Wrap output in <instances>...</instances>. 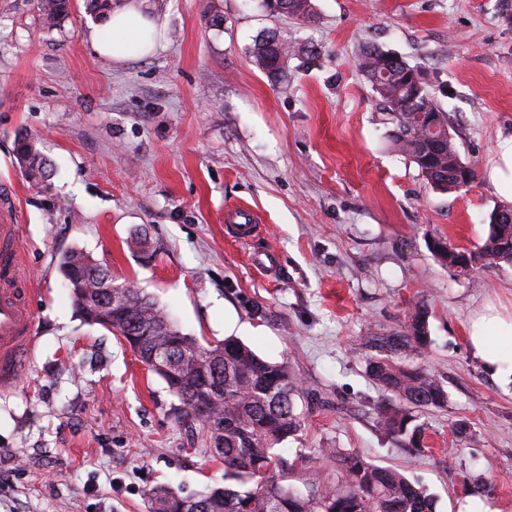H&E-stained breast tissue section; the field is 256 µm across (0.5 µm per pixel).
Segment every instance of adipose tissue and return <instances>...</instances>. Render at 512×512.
I'll return each instance as SVG.
<instances>
[{
  "label": "adipose tissue",
  "mask_w": 512,
  "mask_h": 512,
  "mask_svg": "<svg viewBox=\"0 0 512 512\" xmlns=\"http://www.w3.org/2000/svg\"><path fill=\"white\" fill-rule=\"evenodd\" d=\"M157 32L144 0H127L103 26L91 30L89 39L100 57L119 63L154 54L160 46ZM468 341L473 356L493 378H512V313L487 308L471 320Z\"/></svg>",
  "instance_id": "adipose-tissue-1"
}]
</instances>
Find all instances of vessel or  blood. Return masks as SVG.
I'll return each mask as SVG.
<instances>
[{
	"mask_svg": "<svg viewBox=\"0 0 512 512\" xmlns=\"http://www.w3.org/2000/svg\"><path fill=\"white\" fill-rule=\"evenodd\" d=\"M14 195L12 186H0V389L16 386L35 346Z\"/></svg>",
	"mask_w": 512,
	"mask_h": 512,
	"instance_id": "1",
	"label": "vessel or blood"
}]
</instances>
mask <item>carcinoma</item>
Returning a JSON list of instances; mask_svg holds the SVG:
<instances>
[{"instance_id":"carcinoma-1","label":"carcinoma","mask_w":512,"mask_h":512,"mask_svg":"<svg viewBox=\"0 0 512 512\" xmlns=\"http://www.w3.org/2000/svg\"><path fill=\"white\" fill-rule=\"evenodd\" d=\"M275 2L277 11L299 17L311 16V0H266ZM68 11V0H42L44 23L55 26ZM291 46L280 42L268 31L255 40L251 50L254 62L267 75L282 73ZM360 67L373 91L387 105L393 128L388 134L391 147L413 162L433 188L457 192L470 185L475 169L463 162L448 125V113L438 104L418 70L399 57L376 48L360 51ZM435 117L436 130L422 116ZM17 156L28 158L22 169L31 183L40 184L49 176L51 164L25 137L16 143ZM431 250L443 262L463 273L501 262L512 264V208L503 207L490 215L489 233L474 249L459 251L437 239ZM61 274L76 276L89 288L108 276L98 264L87 265L84 251L75 249L60 259ZM129 303L112 312V328L125 331L139 322L154 327L164 336L180 328L148 295L128 289ZM408 336L403 342L411 350L422 348L427 336V309L417 306L408 314ZM192 355L207 360L224 353V396L219 404L206 405L207 384L199 377L167 384L185 414L196 420L214 417L207 425L212 442H217V427L224 422V447L214 453L224 461V487L213 488L198 496L204 501L202 512H435L433 498L404 474L376 466L356 453L337 448H319L318 455L336 462L337 480L323 484L310 494L300 493L283 484L294 463L275 457L274 448L305 428V412L297 411L303 397L298 378L284 362H271L258 356L234 337L209 348L201 347L191 336H183ZM374 383L391 399L376 407V416L386 433L412 448L422 445V430L414 424V409L441 408L448 394L429 370L413 364H399L389 358H377L369 364ZM177 494L156 488L151 492L152 512H179Z\"/></svg>"}]
</instances>
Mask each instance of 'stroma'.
<instances>
[{
	"instance_id": "obj_1",
	"label": "stroma",
	"mask_w": 512,
	"mask_h": 512,
	"mask_svg": "<svg viewBox=\"0 0 512 512\" xmlns=\"http://www.w3.org/2000/svg\"><path fill=\"white\" fill-rule=\"evenodd\" d=\"M146 5L163 48L115 64L90 44L99 19L87 0H70L51 28L40 0H0V183L15 189L37 338L20 386L0 390V512H151L154 488L224 483L209 434L164 380L76 313L59 270L74 249L202 346L222 342L231 317L238 339L287 362L309 414L276 451L296 460L298 491L335 479L316 451L338 448L401 471L437 512L468 498L512 512V382L487 373L467 335L485 305L512 312V264L462 274L429 247L475 248L506 203L489 173L498 139L512 136L507 0H314L306 19L264 0ZM270 30L295 48L276 80L251 55ZM367 46L437 88L475 166L469 187L434 190L390 147L359 65ZM21 137L50 161L47 182L23 175ZM236 208L259 219L250 244L225 231ZM266 252L270 271L256 263ZM418 304L429 341L416 362L448 393L419 414L420 451L378 425L385 395L368 373Z\"/></svg>"
}]
</instances>
